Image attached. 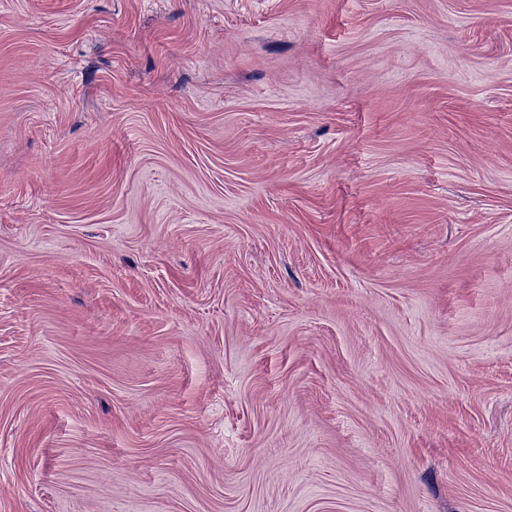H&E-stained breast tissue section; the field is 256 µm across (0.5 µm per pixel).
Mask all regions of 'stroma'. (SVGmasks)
<instances>
[{
  "instance_id": "1",
  "label": "stroma",
  "mask_w": 512,
  "mask_h": 512,
  "mask_svg": "<svg viewBox=\"0 0 512 512\" xmlns=\"http://www.w3.org/2000/svg\"><path fill=\"white\" fill-rule=\"evenodd\" d=\"M0 512H512V0H0Z\"/></svg>"
}]
</instances>
